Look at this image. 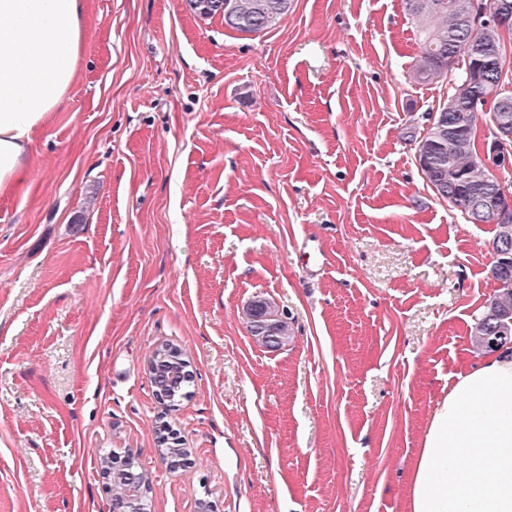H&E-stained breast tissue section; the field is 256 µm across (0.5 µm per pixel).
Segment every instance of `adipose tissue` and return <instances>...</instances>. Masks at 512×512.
Segmentation results:
<instances>
[{"mask_svg": "<svg viewBox=\"0 0 512 512\" xmlns=\"http://www.w3.org/2000/svg\"><path fill=\"white\" fill-rule=\"evenodd\" d=\"M84 0H0V196L29 173L34 133L75 79ZM407 512H512V351L459 375L438 405Z\"/></svg>", "mask_w": 512, "mask_h": 512, "instance_id": "ef3b65f1", "label": "adipose tissue"}]
</instances>
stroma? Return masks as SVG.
<instances>
[{"mask_svg": "<svg viewBox=\"0 0 512 512\" xmlns=\"http://www.w3.org/2000/svg\"><path fill=\"white\" fill-rule=\"evenodd\" d=\"M417 51L403 0H295L250 35L85 0L75 81L0 197V512H109L113 451L153 512H404L498 288L493 225L422 178L450 86L406 79ZM165 343L193 374L174 407L146 369ZM263 314L267 318L260 321L249 320V331L255 340L271 349L280 348L288 343L291 336L288 322L278 315L275 306L264 301Z\"/></svg>", "mask_w": 512, "mask_h": 512, "instance_id": "obj_1", "label": "stroma"}]
</instances>
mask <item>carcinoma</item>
Listing matches in <instances>:
<instances>
[{
  "label": "carcinoma",
  "mask_w": 512,
  "mask_h": 512,
  "mask_svg": "<svg viewBox=\"0 0 512 512\" xmlns=\"http://www.w3.org/2000/svg\"><path fill=\"white\" fill-rule=\"evenodd\" d=\"M201 18L220 15L224 26L242 34H256L279 24L292 10L293 0H187ZM415 24L419 52L410 78L421 83L452 82L451 105L436 110L417 146L423 179L472 224H494L492 274L498 282L488 310L471 330L473 348L493 350L491 343L512 344V217L493 223L504 207L501 183L478 163L484 141L512 144V69L506 66L512 47V0H404ZM485 10L501 13L499 24L478 29L469 15ZM485 123L489 135L481 133ZM266 318L249 322L250 333L261 345L276 349L291 336L288 322L275 306L264 302ZM140 475L141 487L152 492V479L140 467L112 478V496L130 491V473Z\"/></svg>",
  "instance_id": "carcinoma-1"
}]
</instances>
